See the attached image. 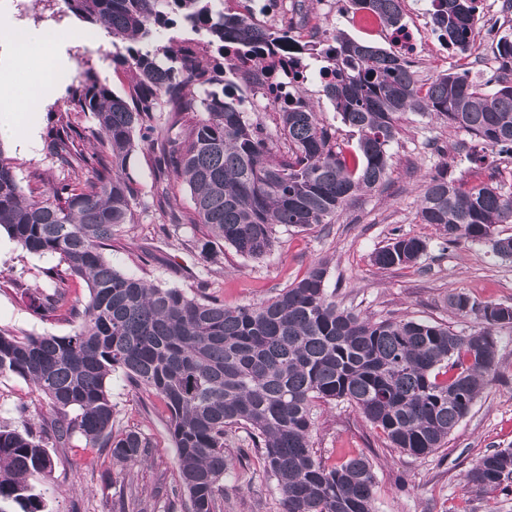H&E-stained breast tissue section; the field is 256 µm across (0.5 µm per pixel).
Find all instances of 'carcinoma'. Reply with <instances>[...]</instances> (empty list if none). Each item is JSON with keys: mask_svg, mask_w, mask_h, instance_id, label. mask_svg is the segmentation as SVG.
<instances>
[{"mask_svg": "<svg viewBox=\"0 0 512 512\" xmlns=\"http://www.w3.org/2000/svg\"><path fill=\"white\" fill-rule=\"evenodd\" d=\"M223 0H63L67 12L124 46L116 60L130 73L119 95L90 71L69 87L70 101L91 114L90 136L106 146L85 155V137L70 121L52 127L46 150L63 177L39 195L23 194L0 147V230L22 249L57 256L49 286L30 296L35 312L72 321L64 336H17L0 330V376L33 382L56 416L35 433L0 425V512H46L43 494L28 483L51 472V448L108 451L116 464L147 459L153 440L138 430H114L109 382L129 385L165 404L178 478L163 512H220L224 475L234 465L225 451L236 430L277 484L282 512H376L375 473L363 457L327 466L312 444L315 403H346L379 430L389 447L413 457L438 451L470 412L497 370L494 329L512 325V307L479 305L450 292L448 307L474 314L481 327L461 335L414 319L372 321L341 309L327 291L328 263L309 266L298 281L257 304L226 307L205 293L161 287L112 266L105 251L140 211L168 205L167 178L187 184L190 223L206 229L200 256L217 265L224 248L260 261L278 242V228L329 224L358 194L389 178V147L406 112L464 130L486 147L512 154V33L494 51L496 87L485 91L467 74L448 70L422 83L405 57L341 31L296 48L294 59L332 72L322 84L342 123L357 135L345 153L336 130L302 95L278 112L277 153L257 118L241 111L224 82V63L205 58L193 39L157 45L160 29L181 21L216 50L244 55L284 41L262 32L247 12L215 8ZM402 0H351L390 23L403 17ZM479 0H430L441 42L462 54L473 47ZM204 116L183 128L185 113ZM152 140L156 174L150 200L130 173V160ZM417 217L449 243L484 242L512 257V183L489 177L468 187L448 179L444 166L430 177ZM428 244L397 235L373 254L390 269L416 263ZM82 278L89 296L78 308L69 279ZM76 415H71V412ZM465 485L483 494L512 491V448L478 457Z\"/></svg>", "mask_w": 512, "mask_h": 512, "instance_id": "cac0c4a2", "label": "carcinoma"}]
</instances>
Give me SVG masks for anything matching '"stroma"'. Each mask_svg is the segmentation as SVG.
<instances>
[{"mask_svg":"<svg viewBox=\"0 0 512 512\" xmlns=\"http://www.w3.org/2000/svg\"><path fill=\"white\" fill-rule=\"evenodd\" d=\"M428 0H404V18L412 23L420 45L413 56L418 79L425 80L451 68H466L472 79L486 83L496 74L492 47L512 30V14L503 12V0H483L474 32L471 56L453 54L431 26L422 24L420 12ZM28 15L23 27L49 28L66 34L80 28L79 41L52 42L44 47L21 49L13 69V82L27 108L18 130L27 148L6 143L5 156L24 190L43 191L32 172L46 176L59 173L56 160L47 152L44 135L54 115L67 114L80 126L92 125L90 114L74 111L67 89L69 77L85 70L115 92H124V66L112 60L111 39L71 15L54 21L62 12V0H26ZM350 0H305L302 13L323 33L341 31L357 40L386 47L384 36L370 29L353 28L347 13ZM481 152L485 160L474 168L467 152ZM391 173L380 189L361 193L332 223L306 230L280 229L273 253L260 262L249 261L225 250L221 265L204 269L199 244L205 241L202 226L180 225L164 235L169 212L189 215L193 203L187 185L168 180L169 211L150 212L138 223L125 225L112 244L108 257L124 273L136 274L155 284L177 286L193 292L206 288L225 304L258 303L301 278L309 265L329 262L328 288L336 292L340 307L374 320L389 316L442 323L468 333L479 329L476 316H460L448 308V292L466 294L479 304L512 306V259L494 255L481 242H444L432 226L419 223L417 211L424 185L439 167L449 176L471 184L489 174L512 178V155L485 150L463 130L405 114L399 133L390 146ZM416 236L427 241L426 254L418 263L381 269L371 262L372 253L393 235ZM155 259L145 262L144 250ZM55 256H38L18 247L0 232V328L17 335L69 334L73 325L37 315L27 295L45 287L42 268L58 264ZM497 373L476 400L468 415L448 438L444 448L425 458H415L388 447L382 434L346 404L331 402L317 410L314 447L332 465L362 456L376 476L377 512H512V493L478 495L463 483L474 460L488 451L512 448V326L496 329ZM110 392L116 406V426L150 434L155 446L137 464L119 467L104 452L52 449L53 469L48 476H32L31 482L45 494L50 512H108L117 499L135 501L141 512H161L175 477V450L168 432V416L158 398L144 399L130 389L122 374L112 376ZM53 416L51 407L35 387L15 376L0 377V423L14 428L36 426ZM279 495L264 473L257 455L235 462L224 476V512H280Z\"/></svg>","mask_w":512,"mask_h":512,"instance_id":"obj_1","label":"stroma"}]
</instances>
